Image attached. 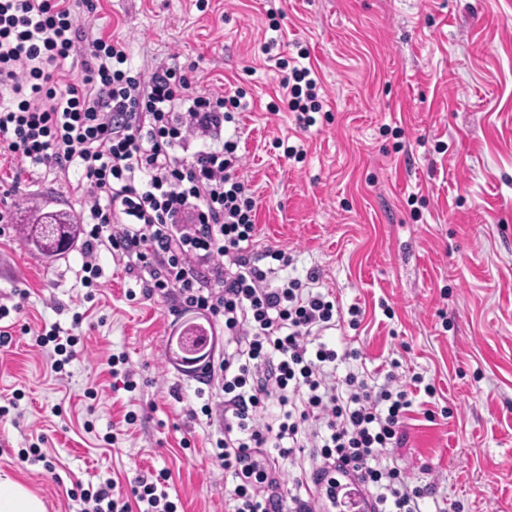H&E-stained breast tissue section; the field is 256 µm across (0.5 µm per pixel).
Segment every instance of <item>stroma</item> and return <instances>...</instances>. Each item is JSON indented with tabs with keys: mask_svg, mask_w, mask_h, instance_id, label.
Masks as SVG:
<instances>
[{
	"mask_svg": "<svg viewBox=\"0 0 512 512\" xmlns=\"http://www.w3.org/2000/svg\"><path fill=\"white\" fill-rule=\"evenodd\" d=\"M95 0L91 36L126 42L133 69L183 67L201 94L242 91L240 174L256 201L255 252L280 249L289 275L318 277L341 308L362 307L328 342L358 356L351 369H390L434 384L414 396L405 437L385 455L458 512H512V0ZM278 23L272 31L270 23ZM298 51L324 93L310 128L281 109L285 75L262 47ZM303 146L294 159L285 146ZM82 172L0 153V305L14 343L0 355V477L23 483L47 512H76L75 482L167 470L178 512H225L224 475L208 440L194 377L168 365L178 317L108 252L94 299L81 284L83 246L45 265L21 241L31 201L82 217ZM84 313L73 326V313ZM59 324L80 342L59 377L27 328ZM125 354L138 392L107 372ZM98 395L85 396L88 387ZM134 424H126L127 412ZM93 430H86L85 421ZM118 431L115 444L103 437ZM190 448H182L181 439ZM41 441L51 461L20 465Z\"/></svg>",
	"mask_w": 512,
	"mask_h": 512,
	"instance_id": "35a3bbf8",
	"label": "stroma"
}]
</instances>
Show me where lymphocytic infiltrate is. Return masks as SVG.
Returning a JSON list of instances; mask_svg holds the SVG:
<instances>
[{
	"instance_id": "1",
	"label": "lymphocytic infiltrate",
	"mask_w": 512,
	"mask_h": 512,
	"mask_svg": "<svg viewBox=\"0 0 512 512\" xmlns=\"http://www.w3.org/2000/svg\"><path fill=\"white\" fill-rule=\"evenodd\" d=\"M78 60L80 76L61 70ZM120 39H89L76 0H0V149L87 181L91 228L83 270L98 279L99 250L112 252L171 311L203 313L224 325V352L202 373L207 418L221 416L211 445L230 477L229 512H321L311 486L336 492V474L354 471L373 512H422L435 484L417 486L384 458L402 440L421 377L370 382L342 370L352 350L323 342L341 312L317 291L316 275H287L289 256L253 251L256 202L240 179L236 139L225 136L240 95H202L180 69L132 74ZM283 103L299 125L320 111L319 81L297 64L283 80ZM78 339L58 325L34 344L54 372L75 357ZM309 470L285 477L284 464ZM166 472L135 478L129 492L112 478L67 492L78 512H177Z\"/></svg>"
}]
</instances>
